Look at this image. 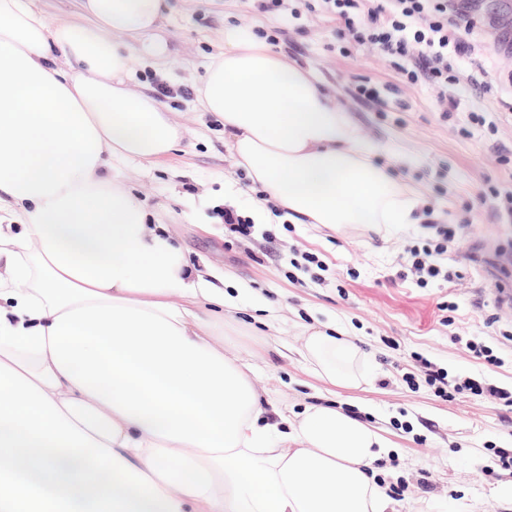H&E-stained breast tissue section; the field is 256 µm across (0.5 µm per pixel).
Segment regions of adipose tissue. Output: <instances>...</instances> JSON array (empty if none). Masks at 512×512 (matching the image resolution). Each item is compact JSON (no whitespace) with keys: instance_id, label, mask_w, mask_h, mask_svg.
Here are the masks:
<instances>
[{"instance_id":"obj_1","label":"adipose tissue","mask_w":512,"mask_h":512,"mask_svg":"<svg viewBox=\"0 0 512 512\" xmlns=\"http://www.w3.org/2000/svg\"><path fill=\"white\" fill-rule=\"evenodd\" d=\"M166 9L79 0L70 22L0 0V512H386L390 443L330 405L270 421L213 341L234 300L122 184L182 138L128 71L168 65ZM196 103L264 190L255 223H418V191L314 70L249 30L225 26ZM300 353L355 382L347 335L313 329Z\"/></svg>"}]
</instances>
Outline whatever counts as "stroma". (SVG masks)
<instances>
[{"instance_id":"obj_1","label":"stroma","mask_w":512,"mask_h":512,"mask_svg":"<svg viewBox=\"0 0 512 512\" xmlns=\"http://www.w3.org/2000/svg\"><path fill=\"white\" fill-rule=\"evenodd\" d=\"M169 4L172 15L161 30L171 51L168 66L155 70L134 54L128 68L136 89L173 88L166 103L186 139L161 163L128 166L122 178L192 263L233 276L238 308L220 339L225 354L249 357L257 383L279 410L292 415L333 402L386 430L399 465L377 466L376 477L406 483L391 497L389 512H512V473L480 470L498 449L512 448V407L468 392L439 397L424 368L429 362L449 378L481 377L512 392V342L502 336L512 329V309L494 304L501 289L512 290V263H494L512 247V222L488 196L493 188L512 191V167L494 161L496 148L512 150V57L502 43L512 39V0H473L475 57L490 88L475 93L472 69L460 63L451 88L460 106L447 118L430 86L405 84L392 58L342 55L338 22L308 12L304 0H288L279 14L257 12L253 0ZM228 23L281 31L280 49L311 66L362 137L378 146L376 163L396 154L412 159L398 175L421 187V211L436 223L468 228L464 244L448 254L461 280L418 285L406 250L432 238L421 224L348 226L337 233L317 224H258L246 238L227 229L225 202L246 217L261 190L226 151L222 121L198 109L192 90ZM366 78L382 103L356 96V84ZM473 111L484 124L470 122ZM306 252L316 263L303 261ZM472 253L479 263L469 262ZM330 322L348 327L361 350L354 385H330L298 354L308 328ZM470 341L491 347L500 365L475 359Z\"/></svg>"}]
</instances>
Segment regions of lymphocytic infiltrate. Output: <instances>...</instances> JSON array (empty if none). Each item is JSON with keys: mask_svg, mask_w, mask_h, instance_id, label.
<instances>
[{"mask_svg": "<svg viewBox=\"0 0 512 512\" xmlns=\"http://www.w3.org/2000/svg\"><path fill=\"white\" fill-rule=\"evenodd\" d=\"M322 10L340 23L342 39L385 56L407 59L400 73L406 84L425 82L435 93L436 106L442 112L455 111L458 102L448 88L458 77L453 61L473 58L470 40L475 23L463 0H319ZM434 236L420 247H410L412 268L419 284L440 279L451 283L460 272L445 266L443 256L457 240L458 229L452 224H432ZM428 385L438 396L468 391L512 406V392L468 377L449 378L447 371L426 373Z\"/></svg>", "mask_w": 512, "mask_h": 512, "instance_id": "1", "label": "lymphocytic infiltrate"}]
</instances>
